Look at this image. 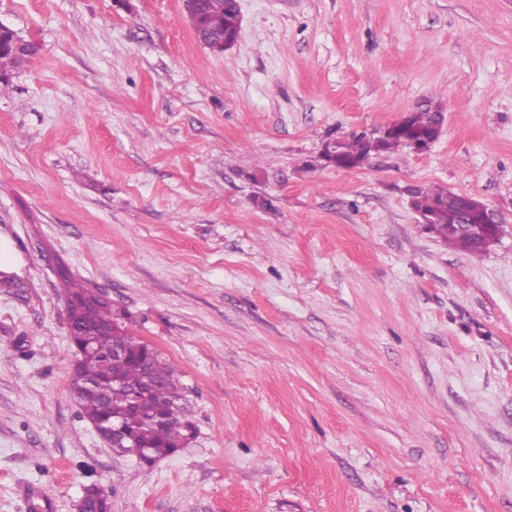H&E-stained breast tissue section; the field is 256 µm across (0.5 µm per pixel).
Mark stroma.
Instances as JSON below:
<instances>
[{"label": "stroma", "instance_id": "35a3bbf8", "mask_svg": "<svg viewBox=\"0 0 512 512\" xmlns=\"http://www.w3.org/2000/svg\"><path fill=\"white\" fill-rule=\"evenodd\" d=\"M0 0L37 45L0 90V512H512V0ZM428 98L423 153L327 144ZM439 186L501 240L453 249ZM179 371L196 440L144 468L69 391L62 274ZM191 1L188 13L197 40L201 38L212 52L223 53L227 50L224 40L234 38L238 32L236 0ZM237 37L238 34L235 41ZM464 198L465 205L454 224L461 228L473 224L471 231L467 233L458 232L455 225L448 221L456 214L462 195L443 188H429L417 192L414 206L435 216L433 224H430L418 212L423 224H430V228L436 231L448 245L463 252L480 253L484 251L481 240L485 225L482 224H496L494 232L498 241L504 234V227L498 215L486 204L471 196H464ZM477 218L480 221L478 224L474 223Z\"/></svg>", "mask_w": 512, "mask_h": 512}]
</instances>
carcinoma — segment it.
Segmentation results:
<instances>
[{
  "label": "carcinoma",
  "mask_w": 512,
  "mask_h": 512,
  "mask_svg": "<svg viewBox=\"0 0 512 512\" xmlns=\"http://www.w3.org/2000/svg\"><path fill=\"white\" fill-rule=\"evenodd\" d=\"M196 38L212 52L226 50L224 40L236 36V0H192L188 6ZM29 42L18 53H6L4 72L24 66L35 54ZM444 121L441 103L431 99L416 107L410 130L386 140H377L364 133L339 142L338 166L351 168L373 152L388 153L410 147L413 137L430 132ZM462 196L443 188L417 192L414 206L435 216L430 228L451 247L467 253H480L484 225L474 224L471 231H457L450 219L456 214ZM70 300L67 317L72 329L71 346L75 356L70 392L82 417L101 428H110L122 421L134 393L149 391L142 404V417L133 422L128 436L117 452L142 460L144 451L174 454L187 447L194 437V427L183 418L181 401L184 388L174 366L150 344L134 336L126 327L125 312L97 296L91 289L66 284ZM124 343L131 348L126 357L112 355V346Z\"/></svg>",
  "instance_id": "cac0c4a2"
}]
</instances>
